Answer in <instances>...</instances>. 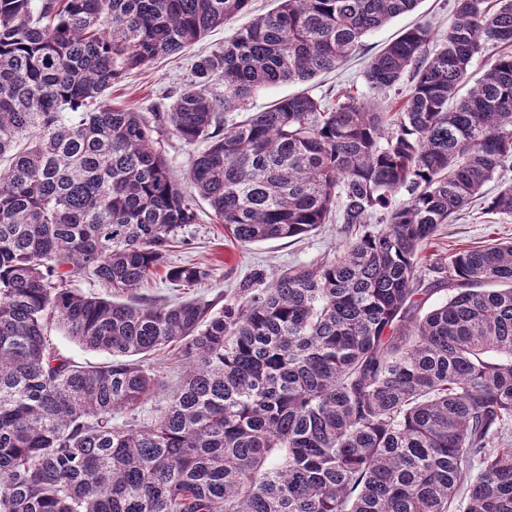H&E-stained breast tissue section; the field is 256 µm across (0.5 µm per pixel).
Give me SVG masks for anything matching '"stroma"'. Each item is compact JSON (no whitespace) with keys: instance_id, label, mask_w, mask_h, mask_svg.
I'll return each mask as SVG.
<instances>
[{"instance_id":"1","label":"stroma","mask_w":512,"mask_h":512,"mask_svg":"<svg viewBox=\"0 0 512 512\" xmlns=\"http://www.w3.org/2000/svg\"><path fill=\"white\" fill-rule=\"evenodd\" d=\"M452 6L453 0H420L414 11L366 36L360 50L336 71L320 75L308 84L290 82L262 88L250 99L247 110H262L275 100L307 89L315 95L333 99L349 88L364 89L363 73L374 55L401 30L417 24L429 25L435 35H442L453 19ZM243 22L240 16L230 18L180 55L161 57L144 68L130 71L113 85L110 103L147 118L165 111L190 80L198 57L221 47ZM502 181H512V168L501 172L499 181L485 186V199L472 203L454 223L440 227L435 240L421 254L423 264H431L462 248L482 246L494 239L512 238V216L485 210L486 198L497 193L498 184ZM198 213L199 223L186 227L184 242L174 252L173 260L179 264L193 263L207 268L208 278L194 286H177L160 274L139 289V297L157 301L202 298L220 308L244 297L247 292L259 289L257 274L269 277L291 265L333 258L345 244L341 224L332 222L298 239L270 240L244 248L225 234L223 225L211 222V210L206 202H199Z\"/></svg>"}]
</instances>
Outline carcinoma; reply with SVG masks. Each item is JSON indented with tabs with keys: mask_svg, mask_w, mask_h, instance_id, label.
Listing matches in <instances>:
<instances>
[{
	"mask_svg": "<svg viewBox=\"0 0 512 512\" xmlns=\"http://www.w3.org/2000/svg\"><path fill=\"white\" fill-rule=\"evenodd\" d=\"M250 2L0 0V512H512V240L419 267L512 163V0H454L438 48L418 25L372 58L368 90L410 82L387 109L306 91L222 116L336 70L418 0H275L154 124L108 104ZM159 127L205 144L187 179L240 245L334 217L344 248L217 311L83 292L208 277L170 264L198 213ZM487 211L512 214V183ZM53 326L111 360L57 354ZM176 345L169 385L146 359Z\"/></svg>",
	"mask_w": 512,
	"mask_h": 512,
	"instance_id": "obj_1",
	"label": "carcinoma"
}]
</instances>
